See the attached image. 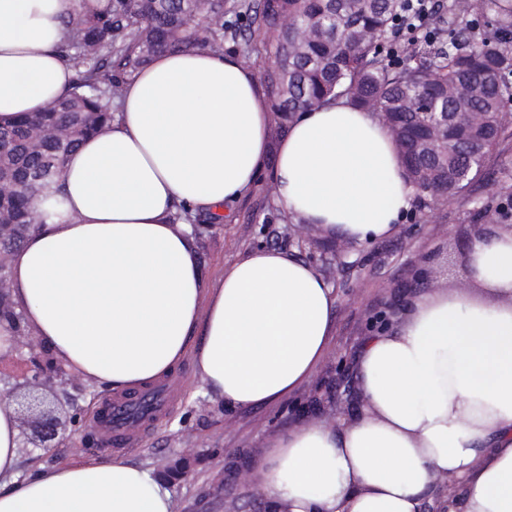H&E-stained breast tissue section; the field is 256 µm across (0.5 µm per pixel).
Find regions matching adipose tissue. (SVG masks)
Returning <instances> with one entry per match:
<instances>
[{"instance_id":"adipose-tissue-1","label":"adipose tissue","mask_w":512,"mask_h":512,"mask_svg":"<svg viewBox=\"0 0 512 512\" xmlns=\"http://www.w3.org/2000/svg\"><path fill=\"white\" fill-rule=\"evenodd\" d=\"M109 0H0V125L71 88L58 47L75 12ZM268 100L236 56L157 54L122 90L111 123L69 154L60 191L15 252L13 296L34 336L118 393L192 359L225 407L272 404L313 376L336 294L284 249H257L216 285L178 207L224 215L268 154L277 205L353 244L392 235L412 209L393 137L344 99L298 113L270 142ZM469 278L485 292L414 298L363 344L355 420L279 435L251 472L266 512H512V232L473 230ZM20 423L0 401V512H173L152 470L121 456L19 478ZM451 478L453 492L441 483Z\"/></svg>"}]
</instances>
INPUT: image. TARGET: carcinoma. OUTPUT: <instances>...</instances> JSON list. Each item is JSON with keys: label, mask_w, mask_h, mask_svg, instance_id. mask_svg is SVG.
<instances>
[{"label": "carcinoma", "mask_w": 512, "mask_h": 512, "mask_svg": "<svg viewBox=\"0 0 512 512\" xmlns=\"http://www.w3.org/2000/svg\"><path fill=\"white\" fill-rule=\"evenodd\" d=\"M482 3L464 20L462 8L433 0L432 25L395 51L389 34L406 15V0H236L227 9L224 0H111L104 13L72 15L60 47L75 70L70 95L0 126V174L18 183L0 193V218L23 230L13 249L44 223L30 199L61 179L81 140L112 121L125 81L163 51H222L226 12L237 31L260 37L259 77L282 132L298 113L345 99L399 131L420 207L429 199L419 182L426 169L436 172L442 197L463 193L486 174L489 154L512 124V23L498 0ZM441 112L448 130L425 147L423 128ZM469 112L483 114L482 124H471ZM63 120L65 145L30 148L32 124Z\"/></svg>", "instance_id": "carcinoma-1"}]
</instances>
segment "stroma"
Masks as SVG:
<instances>
[{
  "mask_svg": "<svg viewBox=\"0 0 512 512\" xmlns=\"http://www.w3.org/2000/svg\"><path fill=\"white\" fill-rule=\"evenodd\" d=\"M487 166L492 179L425 212L410 211L393 237L372 244L331 239L316 225L297 223L278 208L265 171L250 194L225 204L223 221L199 226L194 247L211 281L254 250L282 248L312 265L334 288L336 310L329 348L314 375L275 404L226 409L208 394L192 360L177 369L184 379L179 403L154 423L140 447L125 453L160 476L175 462L188 461L184 476L168 483L173 512H265L251 470L277 435L310 421L337 425L357 417L361 399L354 364L373 332L371 323L381 314L398 323L424 289L420 271H433V289L482 296L465 270L449 266L448 259L463 253L476 204L498 202L501 187L512 185V130L491 152ZM19 454V472L26 475L42 465L67 467L109 457L112 451L97 441L85 450L71 444L47 454L31 447Z\"/></svg>",
  "mask_w": 512,
  "mask_h": 512,
  "instance_id": "stroma-1",
  "label": "stroma"
}]
</instances>
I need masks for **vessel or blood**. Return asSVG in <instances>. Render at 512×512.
<instances>
[{"label": "vessel or blood", "instance_id": "obj_1", "mask_svg": "<svg viewBox=\"0 0 512 512\" xmlns=\"http://www.w3.org/2000/svg\"><path fill=\"white\" fill-rule=\"evenodd\" d=\"M174 386L167 379L152 388L101 401L93 425L103 431L107 446L115 450L138 447L151 424L172 408Z\"/></svg>", "mask_w": 512, "mask_h": 512}]
</instances>
